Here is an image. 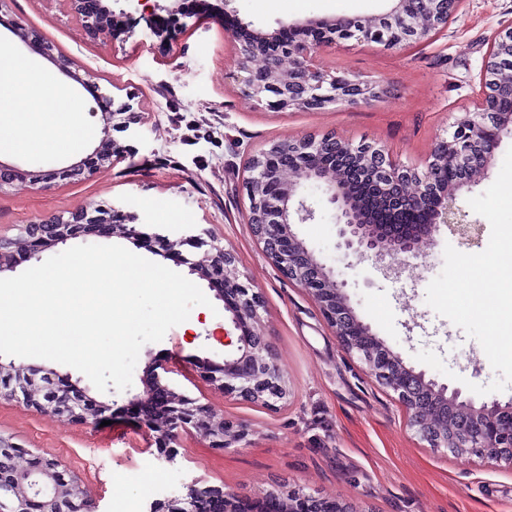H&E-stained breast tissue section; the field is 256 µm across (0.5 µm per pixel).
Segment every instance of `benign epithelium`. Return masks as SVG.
Here are the masks:
<instances>
[{
	"mask_svg": "<svg viewBox=\"0 0 512 512\" xmlns=\"http://www.w3.org/2000/svg\"><path fill=\"white\" fill-rule=\"evenodd\" d=\"M66 2L89 37L125 31L128 12L113 10L112 0ZM403 3L404 0H395L394 6L382 15L349 19L353 26L347 28L346 38L380 40L372 27L401 16ZM459 3L460 0H419V9L405 18L413 39H430L448 24ZM183 4L184 0H153L152 13L164 12L173 18L183 14ZM339 23L341 20L335 18L308 20L283 24L272 32L245 34L238 28L227 29L240 44L241 69L245 72L243 95L254 105L273 110H320L333 104L355 108L379 97L380 90L373 84L350 77L328 79L317 71L316 56L336 44L335 34L341 30ZM290 26L320 27L327 36L314 44L285 43L278 55L266 56L265 47L278 42L282 30ZM14 29L31 52L50 55L49 45L36 32L17 24ZM506 46L512 49L511 26L489 39L488 58L474 111L465 124L436 145L424 172L396 163L384 148L373 144H355L334 134L308 135L275 143L250 159L245 179L249 206L242 212L244 223L251 225L263 243L265 255L285 278L312 294L342 347L357 353L369 373L397 395L409 425L423 441L432 448L455 451L475 448L492 461H512V401L503 404L491 398L477 404L471 397L462 398L461 389L451 390L426 378L425 371L406 365L357 317L344 291L346 283L337 281L333 269L315 258L294 234L291 224H303L314 218V210L305 200H295L300 188L314 185L322 189L327 202L336 210L339 236L345 248L363 256L417 258L419 245L434 241L443 226L460 245L470 247L477 243L481 225L469 220L468 214L457 206V194L462 187L485 176L501 134L512 124V113L497 109L501 99L512 100V81L501 82L493 76ZM259 54L264 56V65L250 67V60ZM97 103L101 111V137L90 154L75 165L38 171L0 161V190L16 182L50 183L75 172L91 177L120 154L110 130L124 128L121 116L130 108L113 110L110 101L102 97ZM450 166L465 169L467 177L448 183L443 173ZM372 199L377 207L395 218L425 212L428 220L424 224H383L370 205ZM135 220L136 216L118 210L98 209L91 215L80 209L66 218L56 216L26 225L18 247L28 248L29 255L35 256L41 248L81 236L88 224H106L110 233L119 238L137 242L150 239L158 244L157 254L162 256L184 245L196 249L208 247L204 260L182 254L180 261L189 271L208 281L224 284L217 289L215 297L224 303L241 334L237 353L221 364L202 362V373L211 384L241 398L268 404L284 399L287 389L270 345L252 327L262 301L248 284L240 281L232 251L200 235L172 240L160 233L149 234L138 228ZM5 371L15 382L0 388L1 399L71 421L86 419L90 404L78 385L68 384L48 391L36 381L29 368L0 363V372ZM164 373H170L169 367H152L143 392L135 397L140 403L157 405L163 410V419L143 420V425L153 432L159 456L167 461L175 458L173 443L180 429H195L215 448H228L238 441V436L230 434L224 422L214 421L195 399L170 388L162 377ZM24 454L26 450L16 445L3 449L6 464L0 468V499L11 505L12 512H31L35 505L48 507L51 512H91L86 502L69 495L71 487L62 485L61 461L41 457L42 466L35 472L18 466L17 459ZM234 497V491L229 488L193 482L186 486L184 495L157 502L151 505L150 512H224L226 501ZM319 503L311 495L298 493L290 498L288 505L276 502L273 512H319Z\"/></svg>",
	"mask_w": 512,
	"mask_h": 512,
	"instance_id": "1",
	"label": "benign epithelium"
}]
</instances>
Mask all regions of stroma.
I'll use <instances>...</instances> for the list:
<instances>
[{
    "mask_svg": "<svg viewBox=\"0 0 512 512\" xmlns=\"http://www.w3.org/2000/svg\"><path fill=\"white\" fill-rule=\"evenodd\" d=\"M392 0H231L237 18L266 31L280 23L338 16L378 15ZM17 22L38 31L51 57L33 62L50 84L66 87L74 101L67 120L81 126L80 148L49 141L38 154L9 150L11 121L0 123V160L28 170L45 161L65 167L91 153L100 136L97 95L130 104L128 127L113 131L127 155L91 178L49 184L18 182L0 189V238H20L30 223L80 208H116L139 223L162 226L187 237L208 233L233 251L235 267L261 297L256 331L265 336L284 376L288 394L273 405L224 393L204 379L197 360L223 362L234 353L225 337H237L231 316L208 281L190 274L177 256L162 257L127 239L119 244L189 276L213 299L162 341L145 344L131 386L98 391L78 370L54 361L22 357L27 368L53 371L78 384L94 402L111 405L108 425L95 418L68 422L0 399V438L34 455H54L95 512H112L116 499L149 512L154 499L173 497L185 484L229 486L251 512H265L268 496L303 492L351 502L362 512H512V462L491 461L478 452L455 455L429 447L409 427L393 392L372 377L357 355L340 345L318 303L287 280L266 258L242 213L251 155L270 144L333 133L385 148L395 160L424 168L453 124L473 109L489 37L512 25V0H461L446 28L431 39L388 49L375 42L342 41L318 57L324 73L348 75L376 85L379 98L350 108L336 104L317 111L271 112L253 107L241 94L236 43L214 14L182 18L174 41L151 33L149 18L130 20V36L88 37L66 0H6L0 7V50L27 49L7 30ZM70 63L61 71L55 57ZM314 220L293 230L315 257L334 268L357 316L368 323L404 363L417 366L422 350L437 353L446 373L429 377L456 387L458 379L486 386L498 379L481 345L426 303V289L455 239L440 230L421 258L404 264L386 258L377 265L340 248L335 211L320 190L304 192ZM172 366L174 387L205 404L215 419L239 431L230 448L210 447L196 431L180 432L173 462L158 461L153 438L132 416L130 402L142 394L149 369Z\"/></svg>",
    "mask_w": 512,
    "mask_h": 512,
    "instance_id": "obj_1",
    "label": "stroma"
}]
</instances>
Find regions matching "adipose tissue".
Returning a JSON list of instances; mask_svg holds the SVG:
<instances>
[{
  "label": "adipose tissue",
  "instance_id": "adipose-tissue-1",
  "mask_svg": "<svg viewBox=\"0 0 512 512\" xmlns=\"http://www.w3.org/2000/svg\"><path fill=\"white\" fill-rule=\"evenodd\" d=\"M0 86L7 87L11 94L28 97L32 104L30 112L16 130L15 149L38 151L45 139L57 131L74 142L84 141V131L73 125H60L54 107L63 100L64 94L49 84L30 60L13 56L7 51L1 52Z\"/></svg>",
  "mask_w": 512,
  "mask_h": 512
}]
</instances>
